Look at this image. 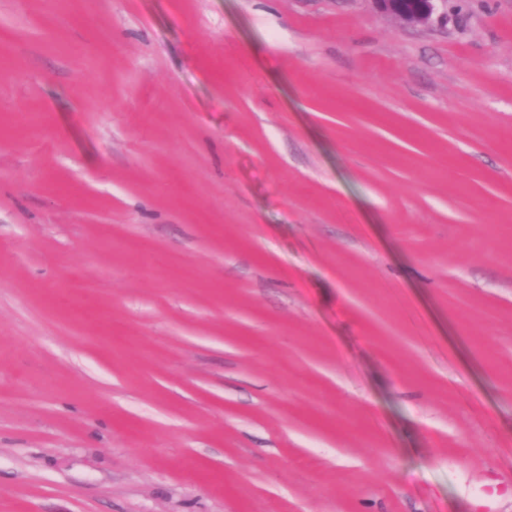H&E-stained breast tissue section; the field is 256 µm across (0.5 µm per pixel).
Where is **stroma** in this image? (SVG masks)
I'll use <instances>...</instances> for the list:
<instances>
[{
  "mask_svg": "<svg viewBox=\"0 0 512 512\" xmlns=\"http://www.w3.org/2000/svg\"><path fill=\"white\" fill-rule=\"evenodd\" d=\"M0 512H512V0H0ZM379 8L400 21L417 25L428 22L434 12L436 0H375Z\"/></svg>",
  "mask_w": 512,
  "mask_h": 512,
  "instance_id": "35a3bbf8",
  "label": "stroma"
}]
</instances>
